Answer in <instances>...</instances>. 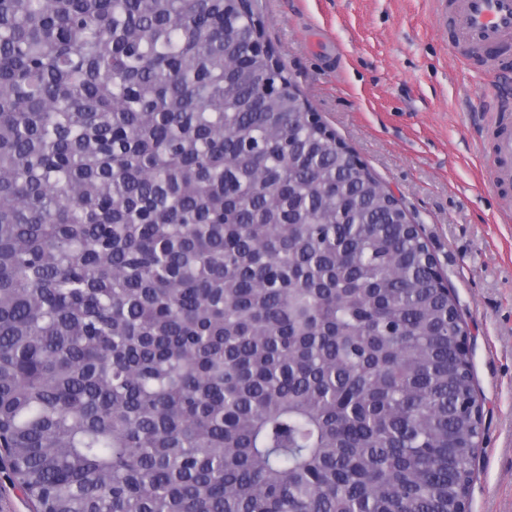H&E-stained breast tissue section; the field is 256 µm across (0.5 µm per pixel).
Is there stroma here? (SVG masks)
<instances>
[{
	"instance_id": "obj_1",
	"label": "stroma",
	"mask_w": 512,
	"mask_h": 512,
	"mask_svg": "<svg viewBox=\"0 0 512 512\" xmlns=\"http://www.w3.org/2000/svg\"><path fill=\"white\" fill-rule=\"evenodd\" d=\"M265 38L315 112L420 225L468 330L484 403L470 512H512V183L490 182L512 111V43L453 50L452 12L433 0H258Z\"/></svg>"
}]
</instances>
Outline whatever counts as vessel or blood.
I'll list each match as a JSON object with an SVG mask.
<instances>
[{"label": "vessel or blood", "mask_w": 512, "mask_h": 512, "mask_svg": "<svg viewBox=\"0 0 512 512\" xmlns=\"http://www.w3.org/2000/svg\"><path fill=\"white\" fill-rule=\"evenodd\" d=\"M456 42L472 47L512 40V0H455Z\"/></svg>", "instance_id": "b4317fda"}]
</instances>
